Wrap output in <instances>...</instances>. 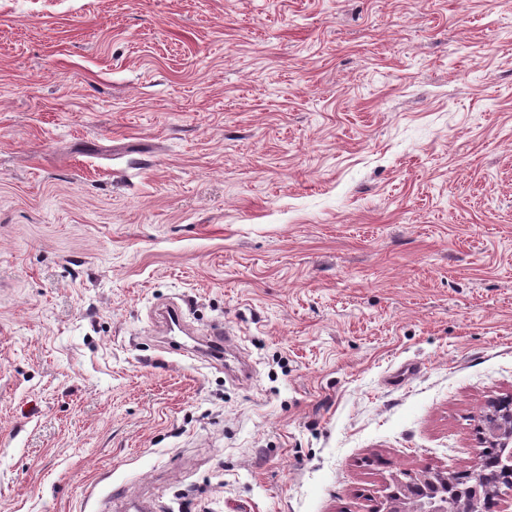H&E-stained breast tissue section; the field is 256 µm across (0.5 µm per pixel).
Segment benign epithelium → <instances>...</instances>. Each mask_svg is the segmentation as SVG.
Here are the masks:
<instances>
[{
    "label": "benign epithelium",
    "mask_w": 512,
    "mask_h": 512,
    "mask_svg": "<svg viewBox=\"0 0 512 512\" xmlns=\"http://www.w3.org/2000/svg\"><path fill=\"white\" fill-rule=\"evenodd\" d=\"M486 440L497 449V470L482 462L466 473L424 472L412 480L392 479L385 512H485L484 494L493 495L491 510L506 512L502 504V484L512 483V398L497 403L488 415Z\"/></svg>",
    "instance_id": "7a95c632"
}]
</instances>
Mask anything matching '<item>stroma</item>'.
Instances as JSON below:
<instances>
[{"mask_svg":"<svg viewBox=\"0 0 512 512\" xmlns=\"http://www.w3.org/2000/svg\"><path fill=\"white\" fill-rule=\"evenodd\" d=\"M507 396L512 0H0V512H372ZM233 344V339L222 328L215 329L209 333L205 340L204 354L209 358L222 360L224 350L226 351Z\"/></svg>","mask_w":512,"mask_h":512,"instance_id":"35a3bbf8","label":"stroma"}]
</instances>
